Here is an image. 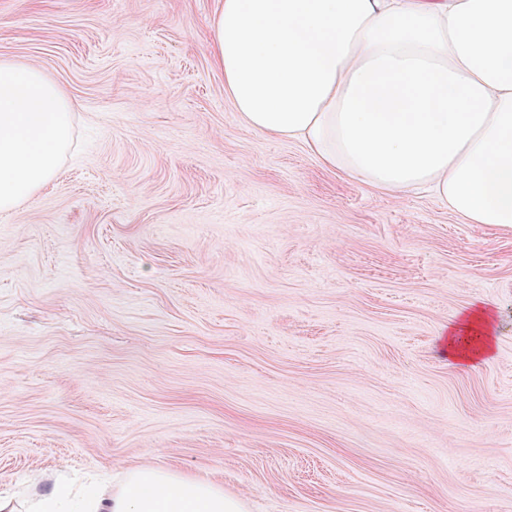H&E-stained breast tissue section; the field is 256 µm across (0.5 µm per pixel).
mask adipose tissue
Returning <instances> with one entry per match:
<instances>
[{
  "instance_id": "ef3b65f1",
  "label": "adipose tissue",
  "mask_w": 512,
  "mask_h": 512,
  "mask_svg": "<svg viewBox=\"0 0 512 512\" xmlns=\"http://www.w3.org/2000/svg\"><path fill=\"white\" fill-rule=\"evenodd\" d=\"M211 42L224 92L254 131L302 142L385 193L432 190L472 224L512 227V0H220ZM73 108L37 68L0 61V213L54 175ZM493 314L448 330L486 358ZM34 512H243L207 481L147 466L82 494L53 485Z\"/></svg>"
}]
</instances>
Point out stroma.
Masks as SVG:
<instances>
[{"instance_id":"35a3bbf8","label":"stroma","mask_w":512,"mask_h":512,"mask_svg":"<svg viewBox=\"0 0 512 512\" xmlns=\"http://www.w3.org/2000/svg\"><path fill=\"white\" fill-rule=\"evenodd\" d=\"M217 0H0L74 106L0 214V493L162 467L245 512H512V227L251 130ZM496 316L489 358L448 354ZM496 333L493 314L475 304L465 311L448 329V351L463 362L486 358L492 350V337ZM459 335L464 339H459Z\"/></svg>"}]
</instances>
